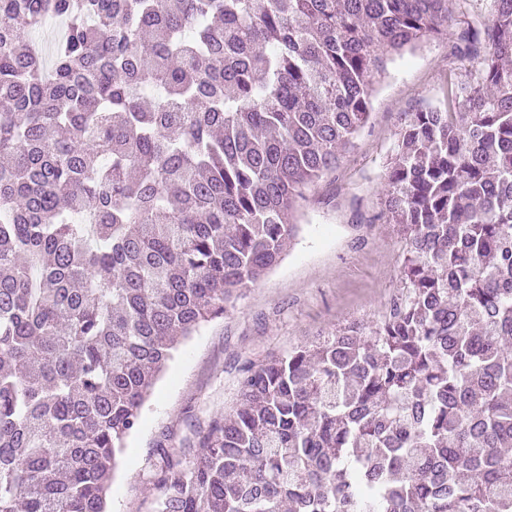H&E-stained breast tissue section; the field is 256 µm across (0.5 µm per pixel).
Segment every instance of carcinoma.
Instances as JSON below:
<instances>
[{
    "mask_svg": "<svg viewBox=\"0 0 512 512\" xmlns=\"http://www.w3.org/2000/svg\"><path fill=\"white\" fill-rule=\"evenodd\" d=\"M0 0V512H107L181 341L272 271L427 36L382 189L402 290L157 448L155 512H512V0Z\"/></svg>",
    "mask_w": 512,
    "mask_h": 512,
    "instance_id": "obj_1",
    "label": "carcinoma"
}]
</instances>
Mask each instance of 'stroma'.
<instances>
[{
	"label": "stroma",
	"instance_id": "stroma-1",
	"mask_svg": "<svg viewBox=\"0 0 512 512\" xmlns=\"http://www.w3.org/2000/svg\"><path fill=\"white\" fill-rule=\"evenodd\" d=\"M476 67L437 36L391 65L355 148L307 191L302 230L283 260L175 353L126 441L109 512H154L158 440L167 435L180 444L194 424L235 408L242 364L348 322L373 325L386 313L401 289L405 242L382 214L381 185L404 115L440 104L449 77Z\"/></svg>",
	"mask_w": 512,
	"mask_h": 512
}]
</instances>
